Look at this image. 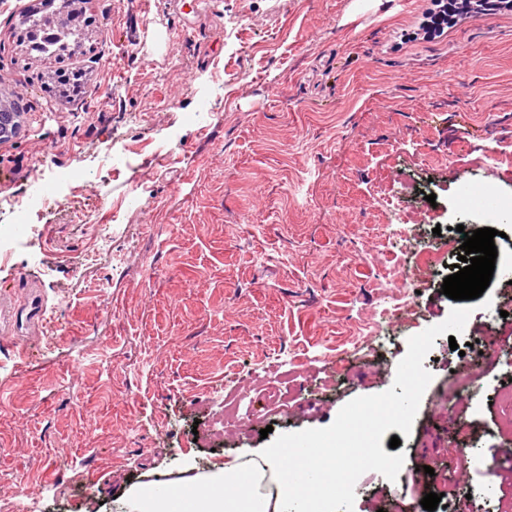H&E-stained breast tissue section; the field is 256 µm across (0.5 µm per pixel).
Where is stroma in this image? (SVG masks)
<instances>
[{
  "instance_id": "stroma-1",
  "label": "stroma",
  "mask_w": 512,
  "mask_h": 512,
  "mask_svg": "<svg viewBox=\"0 0 512 512\" xmlns=\"http://www.w3.org/2000/svg\"><path fill=\"white\" fill-rule=\"evenodd\" d=\"M431 7L91 0L81 50L51 57L19 26L41 0H0V101L20 113L0 219L73 175L0 266V292L45 302L34 332L0 335V512H135L145 483L368 431L398 475L339 449L332 512H424L452 477L512 512V315L486 326L512 305V210L483 294L441 292L485 225L464 187L512 200V12L428 34ZM404 373L408 407L373 428ZM228 397L239 423L211 435Z\"/></svg>"
}]
</instances>
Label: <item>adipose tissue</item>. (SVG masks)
<instances>
[{
    "label": "adipose tissue",
    "mask_w": 512,
    "mask_h": 512,
    "mask_svg": "<svg viewBox=\"0 0 512 512\" xmlns=\"http://www.w3.org/2000/svg\"><path fill=\"white\" fill-rule=\"evenodd\" d=\"M336 485V468L320 443L267 449L259 459L226 461L208 485L155 500L151 512H326L324 494Z\"/></svg>",
    "instance_id": "1"
}]
</instances>
